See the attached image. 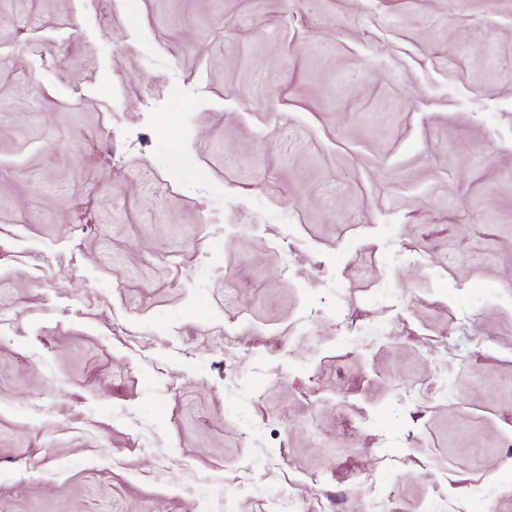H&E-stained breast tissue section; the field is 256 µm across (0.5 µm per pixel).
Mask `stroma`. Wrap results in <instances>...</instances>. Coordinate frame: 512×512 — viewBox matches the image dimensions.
I'll list each match as a JSON object with an SVG mask.
<instances>
[{
	"instance_id": "35a3bbf8",
	"label": "stroma",
	"mask_w": 512,
	"mask_h": 512,
	"mask_svg": "<svg viewBox=\"0 0 512 512\" xmlns=\"http://www.w3.org/2000/svg\"><path fill=\"white\" fill-rule=\"evenodd\" d=\"M276 495L512 512V0H0V512ZM399 396L403 400L413 401L418 400L423 397L429 395H437V396H448L453 393V388L450 383H448V388L439 387L433 388L427 383L414 381L412 383L404 384L399 389Z\"/></svg>"
}]
</instances>
